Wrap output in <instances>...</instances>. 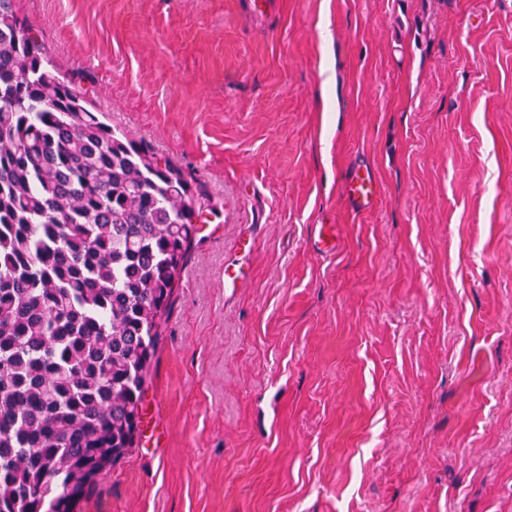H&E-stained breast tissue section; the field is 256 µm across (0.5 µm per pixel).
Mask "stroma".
I'll list each match as a JSON object with an SVG mask.
<instances>
[{
    "label": "stroma",
    "instance_id": "1",
    "mask_svg": "<svg viewBox=\"0 0 512 512\" xmlns=\"http://www.w3.org/2000/svg\"><path fill=\"white\" fill-rule=\"evenodd\" d=\"M16 8L217 208L78 512H512V0ZM345 191L357 209L371 208L378 197V186L371 169L362 162L356 163Z\"/></svg>",
    "mask_w": 512,
    "mask_h": 512
}]
</instances>
